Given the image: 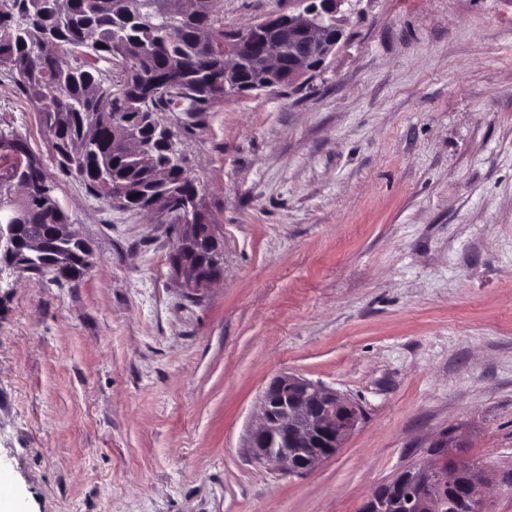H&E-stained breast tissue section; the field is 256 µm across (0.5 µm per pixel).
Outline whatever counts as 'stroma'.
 <instances>
[{"label": "stroma", "instance_id": "obj_1", "mask_svg": "<svg viewBox=\"0 0 512 512\" xmlns=\"http://www.w3.org/2000/svg\"><path fill=\"white\" fill-rule=\"evenodd\" d=\"M225 28L293 0H219ZM300 90L173 112L221 280L192 298L174 234L60 171L0 74V137L42 161L93 253L0 283V472L16 512H358L434 439L512 512V0H346ZM293 374L362 417L288 475L247 446Z\"/></svg>", "mask_w": 512, "mask_h": 512}]
</instances>
